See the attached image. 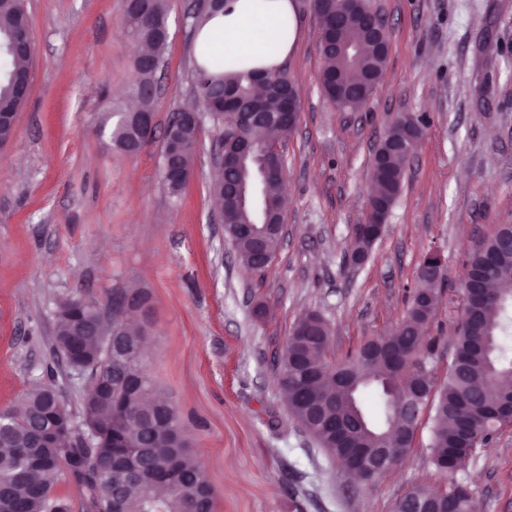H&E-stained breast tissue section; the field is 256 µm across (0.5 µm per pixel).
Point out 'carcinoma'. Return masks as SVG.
<instances>
[{"instance_id":"carcinoma-1","label":"carcinoma","mask_w":512,"mask_h":512,"mask_svg":"<svg viewBox=\"0 0 512 512\" xmlns=\"http://www.w3.org/2000/svg\"><path fill=\"white\" fill-rule=\"evenodd\" d=\"M312 4L320 21V44L328 46L320 49L322 92L344 108L363 103L372 89L360 94L358 88L367 79L381 77L388 52L377 49L357 15L365 13L376 22L378 15L368 0H312ZM25 14L24 0H0V112L15 115L27 101L16 78L30 72L34 48L11 49L9 43L19 18ZM167 14V0H148L145 13L125 16L127 36L150 47L147 59L134 61L132 97L138 102L139 113L153 112L155 96L149 90L158 82L159 62L167 45L160 37ZM338 42L354 43L357 59L336 53ZM257 82L259 79L250 73L224 75V62L217 56L193 60V87L199 106L210 115L217 133H225L224 151L234 152L245 144L251 147L246 160L250 172L257 168L261 151L270 142L268 132H278L282 140L293 133V127L286 123H235L232 113L224 111V96L232 95L244 101L257 98L263 111L277 113L281 111V92L296 88L288 74L277 73L267 77L266 90L258 96L254 92ZM97 129L105 131L110 146L121 152H129L137 139L133 119L119 112L104 113ZM199 130L198 125L189 124L166 131L162 155L170 154L176 142L183 150V166L191 169ZM407 165L406 152L384 153L382 163L371 166L366 202L373 207L379 203L394 205L403 189ZM237 178L235 169L212 165L210 197L224 215V233L241 265L251 268L256 242L239 233L237 225L252 224L257 217L227 192ZM262 201L270 216L282 213L281 181L271 180L262 186ZM508 234L512 235V224L502 225L468 253L461 280L462 296L469 298L468 288L476 282L482 286V299L470 314L461 316L446 380L436 393L431 360L437 338L419 335L432 323L436 311L439 284L429 274L417 273L406 313L396 325L397 335L370 338L339 363L328 358L331 327L324 316L311 310L297 319L279 357L277 389L291 418L302 427L315 428L316 444L341 468L353 469V449L378 447L382 435L394 428L406 430V437L401 447L389 449L387 465L406 456L414 445L420 411L428 403L433 404L434 410L429 452L437 467L454 474L468 465L476 448L490 443L502 426L501 417L512 409V385L501 383L512 375V353L501 340L512 332V247L503 245ZM375 243L376 239L364 233L354 234L342 263L350 267L368 263ZM115 295L117 292H112L104 304L73 298L57 304L52 340L60 357H66L72 345L70 317L74 313L80 314L92 331L106 322L127 332L132 345L143 342L144 336L128 327L136 319V311L119 309L110 314ZM78 347L84 360L98 366L100 376L111 377L100 337L81 336ZM129 372L138 387L134 391L124 387L126 407L140 405L141 414L161 422L162 447L148 457L145 470L134 479L122 467L112 465L111 449H100V461L93 465L91 479L83 487V508L88 509L101 499H114L119 504L118 512H213L212 488L192 450L183 447L185 426L180 415L153 383L143 358L134 360ZM80 406L92 409V416L102 429L113 430L116 414L112 397L96 403L84 397ZM60 407H67L64 394L49 382L3 410L0 512H71V501L57 492L58 486L68 481L59 455L50 448H38L36 452L48 456V460L35 465L23 454L24 448L35 443L37 426ZM121 434L132 445L149 441V435L136 421L123 425ZM397 509L471 512V493L461 483L453 484L442 497L430 487L418 486L410 497L397 504Z\"/></svg>"}]
</instances>
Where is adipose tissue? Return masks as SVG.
Returning <instances> with one entry per match:
<instances>
[{
    "label": "adipose tissue",
    "instance_id": "1",
    "mask_svg": "<svg viewBox=\"0 0 512 512\" xmlns=\"http://www.w3.org/2000/svg\"><path fill=\"white\" fill-rule=\"evenodd\" d=\"M299 21L294 0H226L195 35V51L224 59V71L277 72L294 52Z\"/></svg>",
    "mask_w": 512,
    "mask_h": 512
}]
</instances>
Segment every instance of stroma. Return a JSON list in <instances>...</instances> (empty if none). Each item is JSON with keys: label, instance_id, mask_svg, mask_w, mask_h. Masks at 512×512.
Segmentation results:
<instances>
[{"label": "stroma", "instance_id": "1", "mask_svg": "<svg viewBox=\"0 0 512 512\" xmlns=\"http://www.w3.org/2000/svg\"><path fill=\"white\" fill-rule=\"evenodd\" d=\"M190 0H169L157 130L192 100ZM297 49L282 67L301 93L283 148L287 237L269 268L240 266L209 194L216 132L203 121L180 197L162 180V140L113 151L96 129L125 109L135 46L124 0H26L35 53L30 93L0 149V409L55 378L71 410L83 383L53 351L59 299L151 295L145 363L181 416L215 512H393L412 487L467 485L481 512H512V426L468 469L430 462L424 407L405 460L370 484L347 477L303 433L276 392L275 365L298 317L316 310L340 360L403 317L421 258L445 281L429 329L443 382L461 316L468 252L512 224V0H369L384 19V75L360 109L319 84L320 24L296 0ZM429 118L383 237L363 268L343 251L365 216L374 148L399 113Z\"/></svg>", "mask_w": 512, "mask_h": 512}]
</instances>
